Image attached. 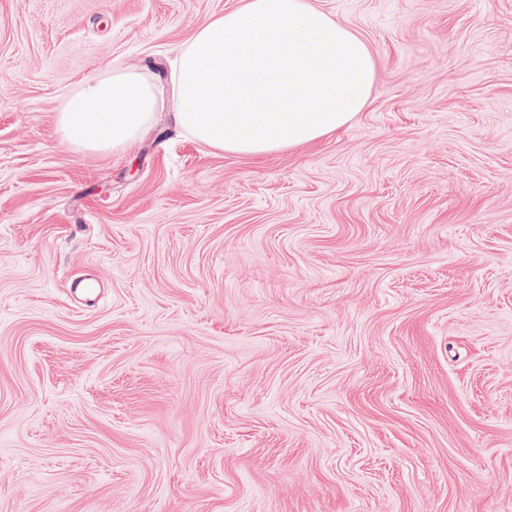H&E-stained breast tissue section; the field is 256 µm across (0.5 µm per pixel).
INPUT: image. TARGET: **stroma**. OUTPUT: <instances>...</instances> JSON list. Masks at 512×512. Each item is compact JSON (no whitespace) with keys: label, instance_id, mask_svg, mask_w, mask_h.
<instances>
[{"label":"stroma","instance_id":"1","mask_svg":"<svg viewBox=\"0 0 512 512\" xmlns=\"http://www.w3.org/2000/svg\"><path fill=\"white\" fill-rule=\"evenodd\" d=\"M311 2L370 97L249 157L168 123L245 0H0V512H512V0ZM116 68L156 117L76 151ZM154 109L152 87L143 74L115 69L68 98L57 126L77 150H114L146 129Z\"/></svg>","mask_w":512,"mask_h":512}]
</instances>
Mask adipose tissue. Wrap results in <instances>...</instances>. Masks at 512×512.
<instances>
[{
	"mask_svg": "<svg viewBox=\"0 0 512 512\" xmlns=\"http://www.w3.org/2000/svg\"><path fill=\"white\" fill-rule=\"evenodd\" d=\"M374 78L365 42L310 0H247L204 20L181 49L171 119L208 148L266 156L348 124ZM154 109L143 74L115 69L68 98L57 126L75 149L114 150Z\"/></svg>",
	"mask_w": 512,
	"mask_h": 512,
	"instance_id": "1",
	"label": "adipose tissue"
}]
</instances>
